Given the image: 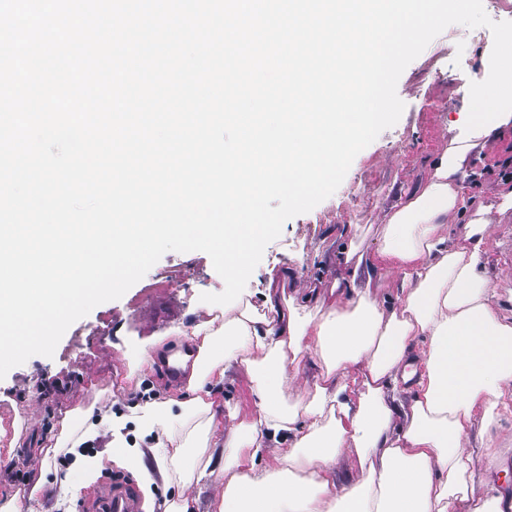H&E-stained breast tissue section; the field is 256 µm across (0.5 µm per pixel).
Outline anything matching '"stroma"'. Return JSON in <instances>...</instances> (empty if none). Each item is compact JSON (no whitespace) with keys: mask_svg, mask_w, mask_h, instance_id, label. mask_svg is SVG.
<instances>
[{"mask_svg":"<svg viewBox=\"0 0 512 512\" xmlns=\"http://www.w3.org/2000/svg\"><path fill=\"white\" fill-rule=\"evenodd\" d=\"M492 47L488 28L452 25L406 67L397 83L405 104L399 121L355 157L330 197L284 224L245 286L250 301L262 303L261 292L273 274L285 275L286 293L314 283L329 294L346 274L338 252L350 225L367 229L363 248L374 253L376 229L395 204L430 177L438 152L469 122L468 91L488 76ZM463 169L471 206L494 202L499 192L511 189L512 124L495 129L485 150L469 155ZM495 220L484 273L495 309L512 318V211L496 214ZM224 287L206 253L166 252L120 299L74 322L53 357L32 356L0 379V425L22 421L16 451L0 454V498L17 496L21 512H50L51 498L36 487L72 460L60 452L45 455L42 447L57 435L67 411L94 401L110 403L113 413L127 415L128 421L117 434L100 430L87 455L112 448L117 437L142 449L153 445L155 435L131 421L132 410L148 400L177 396L178 385L165 382L161 369L170 355L193 351L191 332L204 315L200 296ZM160 338L165 344L154 364L140 362L141 353ZM214 391L222 432L253 418L257 398L244 369H230ZM497 431L503 455L476 458L475 466L485 484L512 496V409L500 415ZM485 484L476 485V492Z\"/></svg>","mask_w":512,"mask_h":512,"instance_id":"obj_1","label":"stroma"}]
</instances>
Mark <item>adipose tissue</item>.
I'll return each mask as SVG.
<instances>
[{
	"mask_svg": "<svg viewBox=\"0 0 512 512\" xmlns=\"http://www.w3.org/2000/svg\"><path fill=\"white\" fill-rule=\"evenodd\" d=\"M470 95L480 112L442 151L432 179L393 210L373 256L345 236L340 258L351 277L334 286L330 302L286 296L272 278L262 305L244 298L195 325L198 354L185 396L147 403L136 417L143 431L159 432L174 447L158 472L146 466L143 450L117 443L111 453L77 456L75 469L55 472L57 498L90 488L113 465L141 475L151 500L156 477L187 489L200 483L220 430L211 388L237 364L251 376L258 410L224 442L230 453L212 496L215 512H503L499 488L474 492L475 454L499 453L493 427L504 397H512V320L494 310L483 274L491 208L469 210L460 174L483 138L512 117V53L503 52L493 80L474 84ZM464 211L463 233L449 237V221ZM366 263L402 273L396 306L374 295ZM420 338L423 373L406 404L399 384L411 376L408 356ZM307 351L317 357L313 387L295 398L288 369ZM114 423L108 409L95 422L68 412L54 447L77 448ZM283 439L291 448L284 466L256 469L264 442ZM343 457L357 466L345 486L335 469ZM151 508L198 512V499L187 492L152 500Z\"/></svg>",
	"mask_w": 512,
	"mask_h": 512,
	"instance_id": "obj_1",
	"label": "adipose tissue"
}]
</instances>
